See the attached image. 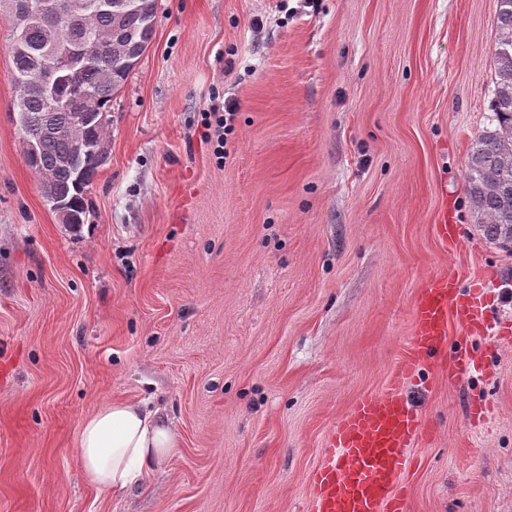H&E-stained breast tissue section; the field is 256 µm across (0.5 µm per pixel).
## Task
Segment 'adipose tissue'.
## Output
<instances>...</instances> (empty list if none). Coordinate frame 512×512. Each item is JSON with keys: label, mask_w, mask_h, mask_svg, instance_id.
Here are the masks:
<instances>
[{"label": "adipose tissue", "mask_w": 512, "mask_h": 512, "mask_svg": "<svg viewBox=\"0 0 512 512\" xmlns=\"http://www.w3.org/2000/svg\"><path fill=\"white\" fill-rule=\"evenodd\" d=\"M178 448L172 421L142 401L106 402L85 415L78 429V461L85 480L115 495L148 482Z\"/></svg>", "instance_id": "adipose-tissue-1"}]
</instances>
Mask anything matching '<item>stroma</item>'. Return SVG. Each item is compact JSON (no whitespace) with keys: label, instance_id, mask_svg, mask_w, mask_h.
<instances>
[{"label":"stroma","instance_id":"35a3bbf8","mask_svg":"<svg viewBox=\"0 0 512 512\" xmlns=\"http://www.w3.org/2000/svg\"><path fill=\"white\" fill-rule=\"evenodd\" d=\"M497 10L157 0L76 232L25 160L0 15V512H307L327 433L389 378L429 278L481 279L489 321L512 317V254L465 191L496 125ZM217 101L236 109L220 160ZM474 344L484 372L431 367L412 393L408 512H512V339ZM113 399L163 409L180 438L122 499L77 458L81 419Z\"/></svg>","mask_w":512,"mask_h":512}]
</instances>
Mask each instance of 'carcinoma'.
Here are the masks:
<instances>
[{"label":"carcinoma","instance_id":"1","mask_svg":"<svg viewBox=\"0 0 512 512\" xmlns=\"http://www.w3.org/2000/svg\"><path fill=\"white\" fill-rule=\"evenodd\" d=\"M31 10L19 14L20 0H0V13L11 18L7 51L18 90L13 103L29 167L39 178L42 197L62 223L73 229L84 224L86 196L107 158L99 118L140 61L154 35L156 0H29ZM124 33L127 61L112 63L110 43ZM498 37L493 48L495 93L490 102L496 127L474 138L466 161V191L483 236L512 254V0H498ZM92 56L74 72L63 67L64 82L54 94L29 89L33 65L45 55ZM88 94L76 110L59 104L72 89ZM65 128L89 141L93 150L76 158L67 170L59 161L70 155L71 139L54 134ZM52 173L50 180L45 179Z\"/></svg>","mask_w":512,"mask_h":512}]
</instances>
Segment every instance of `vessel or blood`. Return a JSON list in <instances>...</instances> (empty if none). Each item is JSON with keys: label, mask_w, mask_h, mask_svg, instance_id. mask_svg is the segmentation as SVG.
<instances>
[{"label": "vessel or blood", "mask_w": 512, "mask_h": 512, "mask_svg": "<svg viewBox=\"0 0 512 512\" xmlns=\"http://www.w3.org/2000/svg\"><path fill=\"white\" fill-rule=\"evenodd\" d=\"M487 293L479 283L460 286L448 276L434 277L412 303V331L407 349L385 388L363 396L333 427L327 446L309 475L310 512H407L400 479L412 460L409 448L422 433L419 409L410 396L422 367L448 341L450 325L482 332L496 340L512 330V319L499 326L481 325ZM481 361L466 348L444 363L449 377L476 373Z\"/></svg>", "instance_id": "b4317fda"}]
</instances>
